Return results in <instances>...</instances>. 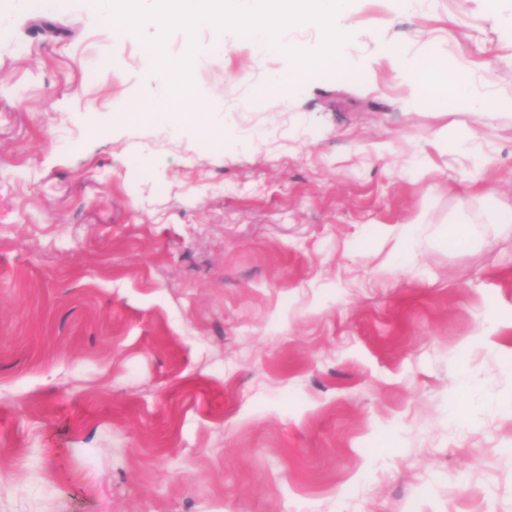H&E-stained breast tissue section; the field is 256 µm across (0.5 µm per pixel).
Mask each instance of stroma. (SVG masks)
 <instances>
[{
	"mask_svg": "<svg viewBox=\"0 0 512 512\" xmlns=\"http://www.w3.org/2000/svg\"><path fill=\"white\" fill-rule=\"evenodd\" d=\"M94 8L0 0V512H512V0H354L260 100L209 56L225 153L114 112L154 29ZM413 79L424 87L429 102L442 109L448 100L469 102L464 78L439 55H428L418 60L412 70Z\"/></svg>",
	"mask_w": 512,
	"mask_h": 512,
	"instance_id": "1",
	"label": "stroma"
}]
</instances>
